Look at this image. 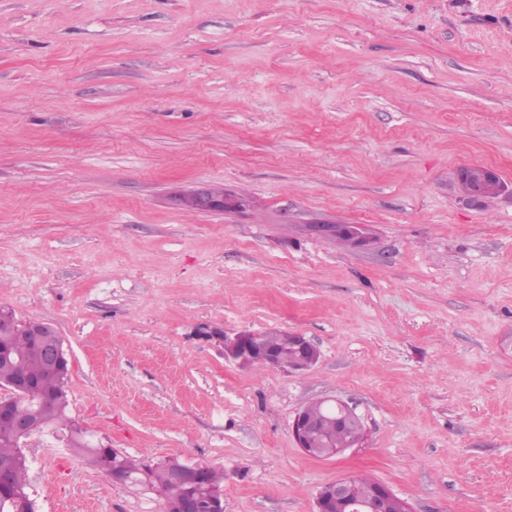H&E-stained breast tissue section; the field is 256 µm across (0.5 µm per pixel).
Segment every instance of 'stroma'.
<instances>
[{
    "label": "stroma",
    "mask_w": 512,
    "mask_h": 512,
    "mask_svg": "<svg viewBox=\"0 0 512 512\" xmlns=\"http://www.w3.org/2000/svg\"><path fill=\"white\" fill-rule=\"evenodd\" d=\"M474 164L499 196L459 191ZM206 184L242 208L178 205ZM0 308L56 328L96 440L223 470L224 512L351 475L512 512V0H0ZM214 328L320 358L242 365ZM328 396L365 433L320 459L291 424ZM24 453L35 512L161 510Z\"/></svg>",
    "instance_id": "1"
}]
</instances>
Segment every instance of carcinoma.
I'll list each match as a JSON object with an SVG mask.
<instances>
[{"instance_id": "1", "label": "carcinoma", "mask_w": 512, "mask_h": 512, "mask_svg": "<svg viewBox=\"0 0 512 512\" xmlns=\"http://www.w3.org/2000/svg\"><path fill=\"white\" fill-rule=\"evenodd\" d=\"M261 342L276 352L282 367L293 363L298 355L297 349L288 340V336L280 331L263 332ZM1 344L8 346L13 360L20 362L21 367L37 380L36 385L29 389L27 395L13 405V411L24 412L41 405L47 426L59 429L71 424L67 390L64 389V385L43 375L42 359L36 341L18 335V322L12 314L0 315ZM49 393L58 395V398L44 406L42 401ZM355 430L354 426L344 430L322 428L314 435L311 442L318 448H337L347 444L349 435ZM71 451L88 466L103 472L107 471L108 463L112 461L118 463L120 468L131 477H136L145 470L148 471L150 484L167 500L175 501L184 495V488L175 483L169 473L168 465L176 461L174 457L155 467L147 466L127 455L116 454L110 449L102 451L96 448L92 435L86 429L81 433L79 444L71 448ZM21 456L22 452L16 446L10 420L0 419V471L11 472L14 487L21 491V494L15 495V498L0 505V512H31V499L27 492V466L23 464Z\"/></svg>"}]
</instances>
